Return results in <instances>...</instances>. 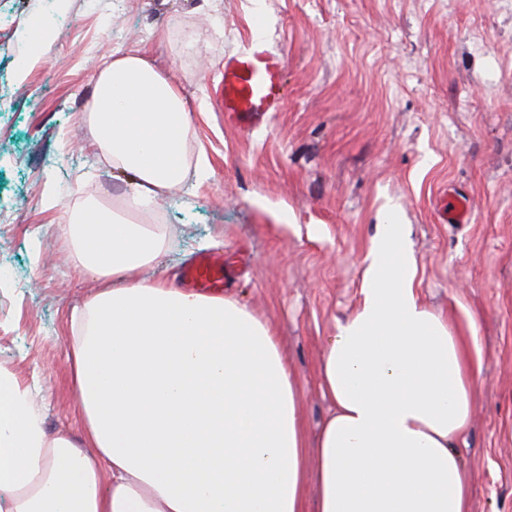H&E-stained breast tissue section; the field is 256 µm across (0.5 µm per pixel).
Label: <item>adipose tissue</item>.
<instances>
[{"label":"adipose tissue","mask_w":512,"mask_h":512,"mask_svg":"<svg viewBox=\"0 0 512 512\" xmlns=\"http://www.w3.org/2000/svg\"><path fill=\"white\" fill-rule=\"evenodd\" d=\"M113 170L117 206L64 207L62 229L96 291L68 320L77 434H48L38 377L0 366L5 512H469L455 446L480 378L477 328L455 332L424 305L399 224L374 235L357 310L323 348L332 404L306 439L301 393L273 325L230 295L141 278L167 246L145 215L186 179L189 103L138 50L98 74L84 114Z\"/></svg>","instance_id":"adipose-tissue-1"}]
</instances>
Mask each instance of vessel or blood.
<instances>
[{"label":"vessel or blood","instance_id":"1","mask_svg":"<svg viewBox=\"0 0 512 512\" xmlns=\"http://www.w3.org/2000/svg\"><path fill=\"white\" fill-rule=\"evenodd\" d=\"M283 56L262 45L228 57L224 61L223 108L226 120L252 127L267 113L277 111L282 101ZM186 280L200 293L212 294L224 282V263L220 254L204 255L184 270Z\"/></svg>","mask_w":512,"mask_h":512}]
</instances>
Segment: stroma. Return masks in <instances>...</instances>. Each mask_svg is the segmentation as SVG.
Returning a JSON list of instances; mask_svg holds the SVG:
<instances>
[{
    "label": "stroma",
    "mask_w": 512,
    "mask_h": 512,
    "mask_svg": "<svg viewBox=\"0 0 512 512\" xmlns=\"http://www.w3.org/2000/svg\"><path fill=\"white\" fill-rule=\"evenodd\" d=\"M45 2L0 0V365L41 370L47 430L78 429L65 319L96 286L62 206L126 180L82 115L103 64L140 49L189 102L190 148L214 172L160 203L169 247L151 276L223 253L225 293L277 329L312 439L330 411L323 347L360 303L378 225H403L422 301L477 322L482 375L458 441L471 512H512V0H70L16 83ZM257 38L285 58L286 94L246 130L225 121L220 81ZM446 194L470 202L469 223L444 220ZM32 26L38 33V39L29 45L24 54L23 64L16 70V79L19 83L25 80L28 70L41 59L42 48L52 42L55 34L40 16L33 19Z\"/></svg>",
    "instance_id": "obj_1"
}]
</instances>
